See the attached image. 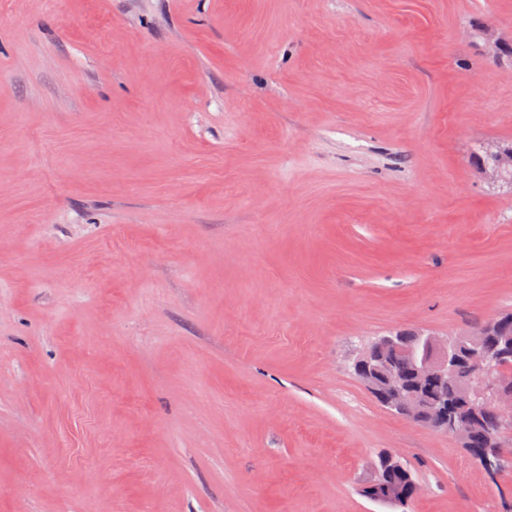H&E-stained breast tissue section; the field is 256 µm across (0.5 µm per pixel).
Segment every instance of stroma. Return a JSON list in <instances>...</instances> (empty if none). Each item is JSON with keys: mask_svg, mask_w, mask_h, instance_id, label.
<instances>
[{"mask_svg": "<svg viewBox=\"0 0 512 512\" xmlns=\"http://www.w3.org/2000/svg\"><path fill=\"white\" fill-rule=\"evenodd\" d=\"M512 0H0V512H505L349 370L512 310ZM483 168L493 178L512 185V148L494 146L486 148ZM388 453H383L378 457V467L380 472L375 473L371 482L363 487V496L374 500L389 503H397L406 506L412 502L413 497L407 499L397 498L393 488L397 485H403L408 481H414L412 472L405 466L398 468L393 462L386 459Z\"/></svg>", "mask_w": 512, "mask_h": 512, "instance_id": "1", "label": "stroma"}]
</instances>
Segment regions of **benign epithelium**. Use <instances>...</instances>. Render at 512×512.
Returning a JSON list of instances; mask_svg holds the SVG:
<instances>
[{
  "label": "benign epithelium",
  "instance_id": "1",
  "mask_svg": "<svg viewBox=\"0 0 512 512\" xmlns=\"http://www.w3.org/2000/svg\"><path fill=\"white\" fill-rule=\"evenodd\" d=\"M483 168L493 178L512 184V148L489 147L485 151ZM424 352L413 360L414 371L421 377L445 376L467 360L473 366L475 384L463 391L462 399L453 409L443 411L431 426L458 438L462 447L476 456L477 463L487 473L512 468V456L500 451L493 443L485 448L471 447V439L479 424V412L492 403L501 408L512 405V378L501 374L503 366L512 359V338L507 337L498 348L488 349L475 337H469V347L461 352L459 340L441 338L421 332ZM376 358L364 353L354 363V371L370 391H375L379 376ZM385 384L384 408L409 420H417L416 409L421 400L409 391L400 373L392 370L382 377Z\"/></svg>",
  "mask_w": 512,
  "mask_h": 512
}]
</instances>
